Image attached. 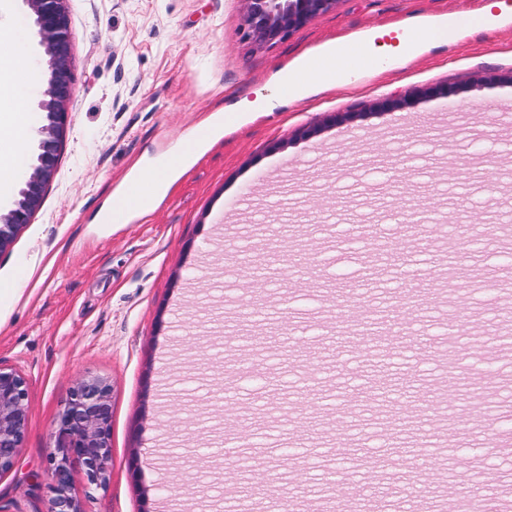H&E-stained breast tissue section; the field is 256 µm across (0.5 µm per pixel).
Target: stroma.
Segmentation results:
<instances>
[{
    "mask_svg": "<svg viewBox=\"0 0 512 512\" xmlns=\"http://www.w3.org/2000/svg\"><path fill=\"white\" fill-rule=\"evenodd\" d=\"M338 0L335 9L270 49L245 39L241 0H69L74 35L68 106L71 129L59 172L42 208L0 256V366L28 382L25 439L13 470L0 477V512H48L51 434L77 378L111 386V459L107 488L87 491L81 470L73 493L85 512H220L225 490L241 483L225 466V431L277 447L298 431L304 407L268 409L246 386L233 404L217 392L224 362H250L261 349L224 342L228 326L256 312L291 324L282 348L285 374L305 376L299 357L316 353L324 388L338 390L377 369L314 335L336 317V283L352 279L366 302L393 306L414 280L431 274L436 299L405 305L413 331L439 344L448 324L462 352L495 343L499 374L482 415L457 385L445 410L458 435L445 439L426 412L408 424L378 406L356 407L346 438L368 429L400 437L410 428L419 461L435 479L422 501L408 493L411 473L365 471L360 458L330 452L333 406L319 405L322 429L309 442L319 461H282L260 512H276L270 493L288 489L294 512L344 484L363 492L367 512H439L452 489L493 487L512 503V454L487 452L473 436L486 426L512 438V338L496 310L512 304V0ZM13 23L36 78L23 105L40 126L46 65L25 0ZM438 27L409 60L363 76L349 88L278 95L301 62L339 42L394 44L423 22ZM457 88L456 96L439 88ZM414 92L413 107L371 111L377 99ZM331 112L349 121L325 123ZM223 114L224 127L182 164L148 216L105 223L129 181L173 156L201 123ZM482 178L464 190L453 167ZM428 215L424 242L397 273H359L350 226L382 223L400 239L393 216L401 191ZM251 240L291 252L317 247L310 267L280 286L261 281ZM388 372L416 388L438 380L433 354L401 348Z\"/></svg>",
    "mask_w": 512,
    "mask_h": 512,
    "instance_id": "stroma-1",
    "label": "stroma"
}]
</instances>
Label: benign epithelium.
<instances>
[{
  "label": "benign epithelium",
  "instance_id": "1",
  "mask_svg": "<svg viewBox=\"0 0 512 512\" xmlns=\"http://www.w3.org/2000/svg\"><path fill=\"white\" fill-rule=\"evenodd\" d=\"M47 57L48 79L40 102L43 123L31 173L18 190L14 206L0 214V255L31 223L61 162L72 96L70 60L72 36L67 0H25ZM245 36L253 47H270L303 29L313 18L336 6L337 0H242ZM414 95L376 101L372 108H408ZM28 383L19 372L0 366V477L14 466L24 442ZM111 387L98 376H84L72 387L52 433L54 451L48 457L51 509L49 512H85L72 495V464L82 467L86 486L102 489L109 481L111 458Z\"/></svg>",
  "mask_w": 512,
  "mask_h": 512
}]
</instances>
